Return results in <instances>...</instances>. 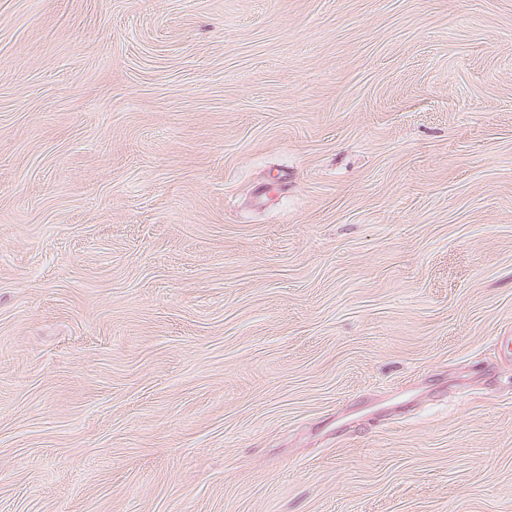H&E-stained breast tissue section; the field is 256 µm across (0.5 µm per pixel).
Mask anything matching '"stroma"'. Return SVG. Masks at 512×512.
<instances>
[{
    "label": "stroma",
    "mask_w": 512,
    "mask_h": 512,
    "mask_svg": "<svg viewBox=\"0 0 512 512\" xmlns=\"http://www.w3.org/2000/svg\"><path fill=\"white\" fill-rule=\"evenodd\" d=\"M0 512H512V0H0Z\"/></svg>",
    "instance_id": "35a3bbf8"
}]
</instances>
